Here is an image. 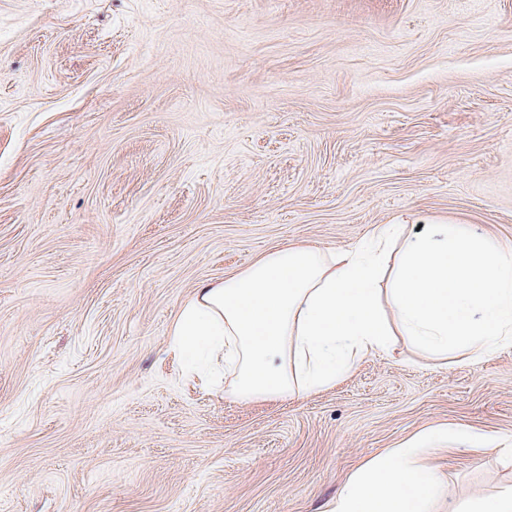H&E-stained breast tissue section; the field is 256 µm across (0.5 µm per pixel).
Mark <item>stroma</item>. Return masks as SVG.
<instances>
[{
	"label": "stroma",
	"mask_w": 512,
	"mask_h": 512,
	"mask_svg": "<svg viewBox=\"0 0 512 512\" xmlns=\"http://www.w3.org/2000/svg\"><path fill=\"white\" fill-rule=\"evenodd\" d=\"M399 223L512 243V0H0V512H323L434 426L496 442L433 512L512 485V347L272 403L171 351L201 280Z\"/></svg>",
	"instance_id": "stroma-1"
}]
</instances>
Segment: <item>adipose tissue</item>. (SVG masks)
I'll return each mask as SVG.
<instances>
[{
	"label": "adipose tissue",
	"instance_id": "ef3b65f1",
	"mask_svg": "<svg viewBox=\"0 0 512 512\" xmlns=\"http://www.w3.org/2000/svg\"><path fill=\"white\" fill-rule=\"evenodd\" d=\"M178 351L223 357L225 396L252 402L332 388L356 362L400 342L479 361L512 346V244L464 224L415 232L383 224L369 242L324 250L291 242L220 280L201 282L171 332ZM443 430L391 448L347 477L326 512H427Z\"/></svg>",
	"mask_w": 512,
	"mask_h": 512
}]
</instances>
